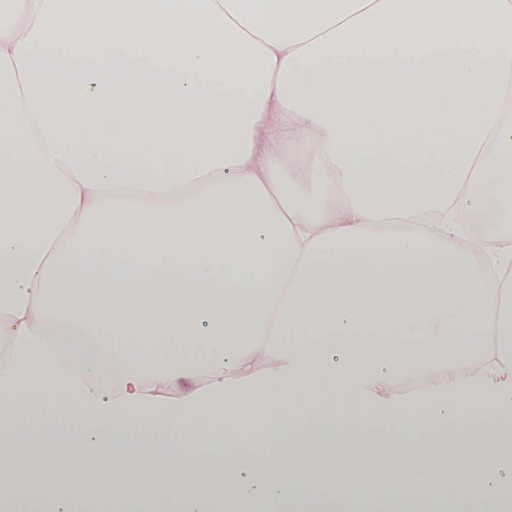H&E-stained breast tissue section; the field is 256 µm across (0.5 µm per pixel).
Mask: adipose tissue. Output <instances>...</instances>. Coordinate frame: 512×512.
<instances>
[{
  "instance_id": "obj_1",
  "label": "adipose tissue",
  "mask_w": 512,
  "mask_h": 512,
  "mask_svg": "<svg viewBox=\"0 0 512 512\" xmlns=\"http://www.w3.org/2000/svg\"><path fill=\"white\" fill-rule=\"evenodd\" d=\"M511 93L512 0H0V473L51 512H512V235L461 233L512 224ZM238 381L239 385L244 386L243 391L240 393L244 396L254 407H261L264 405L267 398V390L264 386V376L262 371H256L251 377L242 381L241 377L235 373H230L227 377V383ZM439 381L437 372L424 373L423 375H411L400 379L395 388L394 395L400 400L414 401L431 392ZM415 382H421L422 388H417ZM429 385L423 388V385Z\"/></svg>"
}]
</instances>
